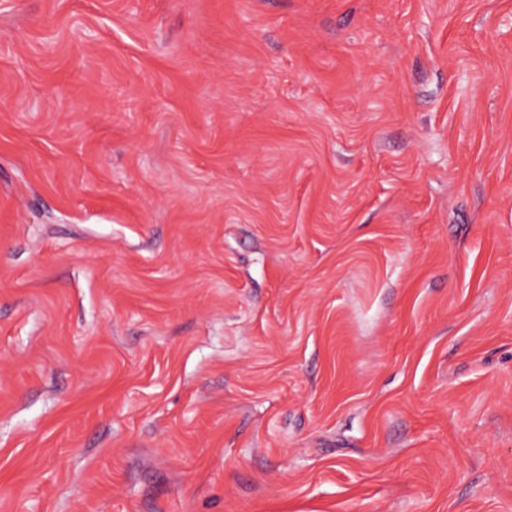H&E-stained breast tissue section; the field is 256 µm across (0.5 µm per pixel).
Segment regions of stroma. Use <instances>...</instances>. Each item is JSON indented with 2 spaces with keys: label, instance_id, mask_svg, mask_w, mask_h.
I'll return each mask as SVG.
<instances>
[{
  "label": "stroma",
  "instance_id": "obj_1",
  "mask_svg": "<svg viewBox=\"0 0 512 512\" xmlns=\"http://www.w3.org/2000/svg\"><path fill=\"white\" fill-rule=\"evenodd\" d=\"M0 512H512V0H0Z\"/></svg>",
  "mask_w": 512,
  "mask_h": 512
}]
</instances>
